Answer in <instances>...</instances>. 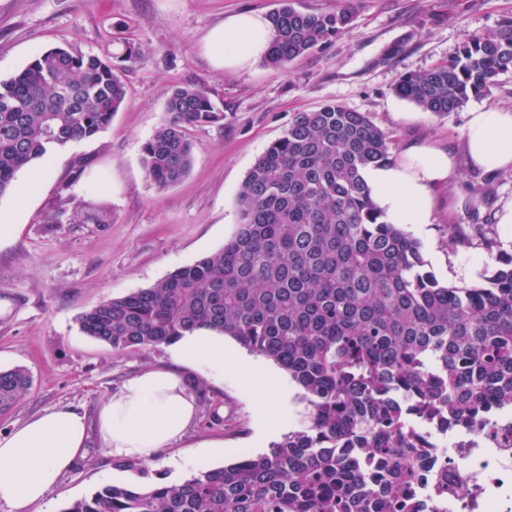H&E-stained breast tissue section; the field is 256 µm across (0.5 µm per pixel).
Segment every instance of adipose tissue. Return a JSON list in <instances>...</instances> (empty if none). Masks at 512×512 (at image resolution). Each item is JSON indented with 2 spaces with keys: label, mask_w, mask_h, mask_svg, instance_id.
<instances>
[{
  "label": "adipose tissue",
  "mask_w": 512,
  "mask_h": 512,
  "mask_svg": "<svg viewBox=\"0 0 512 512\" xmlns=\"http://www.w3.org/2000/svg\"><path fill=\"white\" fill-rule=\"evenodd\" d=\"M271 40L267 15L239 12L209 31L204 49L215 68L244 70L265 59ZM461 155L483 170L512 173V111L480 107L470 112L462 150L414 142L395 163L370 169L375 202L391 223H429L432 191L449 181ZM171 348L208 376L245 372L249 393L269 386L267 377L248 374V362L225 355L223 341L208 330L186 334ZM195 417L196 397L183 376L157 368L142 369L109 393L94 415L70 407L34 415L0 434V504L26 512L44 501L93 442L114 458L155 465L160 450L182 440Z\"/></svg>",
  "instance_id": "1"
}]
</instances>
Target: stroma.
Returning a JSON list of instances; mask_svg holds the SVG:
<instances>
[{
    "instance_id": "1",
    "label": "stroma",
    "mask_w": 512,
    "mask_h": 512,
    "mask_svg": "<svg viewBox=\"0 0 512 512\" xmlns=\"http://www.w3.org/2000/svg\"><path fill=\"white\" fill-rule=\"evenodd\" d=\"M353 4L357 19L341 36L275 68L215 69L203 49L208 31L229 13L271 12L276 0H0V81L16 76L41 51L65 47L118 62L127 101L110 127L94 139L52 150L19 171L17 180L41 177L38 189L0 195V211L23 217L0 242V371L26 369L33 384L0 414V433L34 414L69 406L94 413L98 403L141 369L179 367L196 395L198 416L183 441L162 449L158 465L138 475L119 459L90 448L85 459L28 512H64L107 485L178 483L202 467L218 468L242 453L267 452L285 431L309 423L297 385L273 361L253 356L291 392L286 429L257 432L251 400L239 376L208 379L177 366L169 346L123 352L88 336L81 313L108 298L152 286L175 269L221 249L239 222L237 193L269 144L281 138L296 113L336 103L368 113L395 147L427 141L460 148L469 110L512 111V72L500 74L487 96L433 115L399 98L397 79L456 55L469 34L495 30L512 16V0H298L332 11ZM139 54L124 60L126 44ZM212 90L221 122L190 128L194 160L185 178L159 189L147 176L142 146L165 117L173 87ZM91 158L83 179L60 185L75 157ZM489 191L478 213L467 209L476 189ZM512 173L461 165L433 193L431 221L407 230L423 247L430 270L444 283L479 281L489 253L475 227L493 225L502 249L512 251ZM185 459L183 468L168 459Z\"/></svg>"
}]
</instances>
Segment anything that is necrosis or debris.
<instances>
[{
    "instance_id": "4bbe7bcc",
    "label": "necrosis or debris",
    "mask_w": 512,
    "mask_h": 512,
    "mask_svg": "<svg viewBox=\"0 0 512 512\" xmlns=\"http://www.w3.org/2000/svg\"><path fill=\"white\" fill-rule=\"evenodd\" d=\"M414 486L424 512H512V405L456 426L423 428Z\"/></svg>"
}]
</instances>
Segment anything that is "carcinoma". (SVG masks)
<instances>
[{"instance_id": "obj_1", "label": "carcinoma", "mask_w": 512, "mask_h": 512, "mask_svg": "<svg viewBox=\"0 0 512 512\" xmlns=\"http://www.w3.org/2000/svg\"><path fill=\"white\" fill-rule=\"evenodd\" d=\"M269 14L265 63L283 67L356 18L298 10ZM512 71V16L467 36L448 61L401 76L398 97L442 115L489 93ZM127 98L115 66L62 47L0 81V195L49 150L103 133ZM165 118L142 147L160 189L189 171L190 126L224 120L210 90L172 88ZM392 138L368 114L336 103L299 112L237 195L239 224L219 251L149 288L83 312L85 333L114 351L169 344L199 329L229 337L288 372L310 425L221 468L179 483L108 485L63 512H421V459L412 421L451 426L512 403V254L491 256L481 281L457 287L426 270L421 242L390 223L364 172L390 161ZM78 156L61 190L84 176ZM31 385L0 371V411Z\"/></svg>"}]
</instances>
